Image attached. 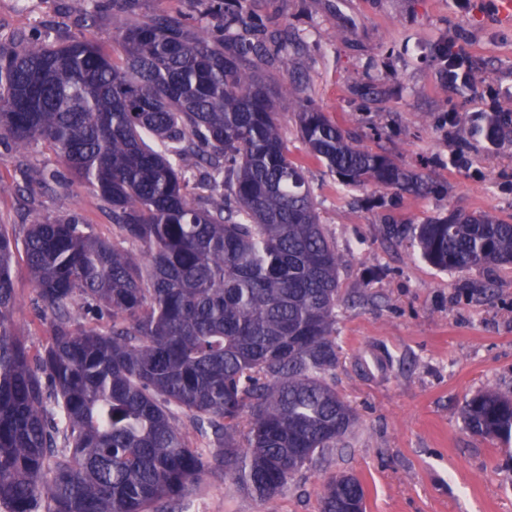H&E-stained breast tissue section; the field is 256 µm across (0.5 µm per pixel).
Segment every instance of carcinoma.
Returning <instances> with one entry per match:
<instances>
[{"label":"carcinoma","instance_id":"1","mask_svg":"<svg viewBox=\"0 0 512 512\" xmlns=\"http://www.w3.org/2000/svg\"><path fill=\"white\" fill-rule=\"evenodd\" d=\"M137 17L139 0H77L84 32L21 34L0 52V145L45 143L106 204L114 240L76 211L36 214L23 240L0 225V505L7 512H176L221 471L263 501L340 447L355 414L329 378L339 362L343 256L290 159L279 98L255 63L283 61L248 0H189ZM112 12L121 54L86 33ZM451 85L470 82L450 42ZM308 152L347 185L420 192L427 175L364 150L298 95ZM493 144L512 108L471 120ZM434 267L512 264V224L452 212L415 228ZM23 249L51 341L32 363L14 322ZM465 423L512 440V397L485 390ZM206 441L191 444L189 431ZM362 483H327L321 512H365Z\"/></svg>","mask_w":512,"mask_h":512}]
</instances>
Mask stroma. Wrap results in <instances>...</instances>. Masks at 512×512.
<instances>
[{
  "label": "stroma",
  "instance_id": "1",
  "mask_svg": "<svg viewBox=\"0 0 512 512\" xmlns=\"http://www.w3.org/2000/svg\"><path fill=\"white\" fill-rule=\"evenodd\" d=\"M498 0H251L265 24L288 32L284 62L260 66L272 85L289 83L355 144L421 169L431 192L345 186L310 156L297 119L283 137L304 167L320 222L345 261L337 310L339 363L332 378L356 415L343 448L304 468L265 502L223 473L188 488L183 512H319L326 482L356 475L365 512H512V444L473 434L466 400L486 389L512 395V264L441 271L411 239L416 225L455 211H488L512 224V145L449 132L495 104L512 105V20ZM72 0H0V50L21 33L52 43L78 33ZM452 40L472 68L468 89L450 85L437 49ZM465 163L451 166L450 154ZM44 144L23 158L0 146V224L23 236L30 212L81 213L93 233L115 230L102 203L73 182L43 189L61 168ZM14 319L31 357L50 342L23 262L14 265Z\"/></svg>",
  "mask_w": 512,
  "mask_h": 512
}]
</instances>
